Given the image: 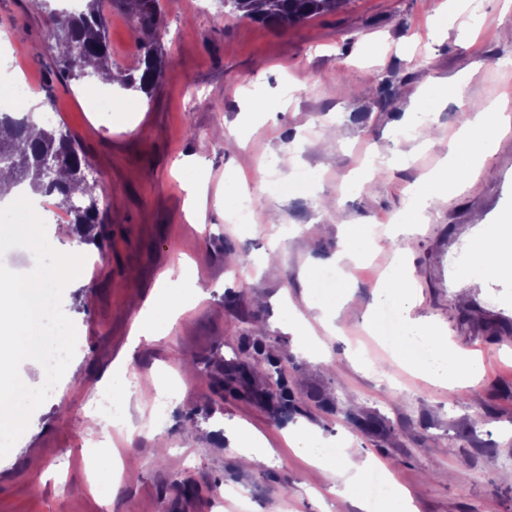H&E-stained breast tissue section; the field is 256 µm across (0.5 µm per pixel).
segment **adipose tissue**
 <instances>
[{"label": "adipose tissue", "instance_id": "1", "mask_svg": "<svg viewBox=\"0 0 512 512\" xmlns=\"http://www.w3.org/2000/svg\"><path fill=\"white\" fill-rule=\"evenodd\" d=\"M503 113V107L497 104L477 113H460L457 141L432 140V147L443 156L448 182L430 188V195H437L445 187H460V148H467L470 163H479L492 147L489 131L502 121ZM6 196L14 211L0 218V252L10 250L17 239H26L29 259L41 267L42 273L24 283L0 276V394L7 402L0 408L1 448L13 447L28 424L26 393L12 380V365L18 360L43 363L45 341L66 340L67 325L54 319L51 301L58 289L83 273L79 259L66 262L56 254L36 215L28 212L25 193L10 187ZM371 240L370 229L361 227L357 239L342 237L333 259L311 267L304 300L322 324L331 325L350 302L351 294L344 286L345 268L362 259L364 247ZM203 295L198 287H177L170 273H163L158 294L143 302L132 323L131 345L167 337L180 312ZM416 301L415 288L401 268H394L375 290L362 324L406 369L451 392L473 386L479 376L477 362L468 352L453 350L438 325L412 317ZM292 439L294 447L327 479L345 472L357 477L358 486L346 487L344 493L359 512H413L409 493L390 480L387 468L378 460L362 455L356 448L324 447L310 427L294 430Z\"/></svg>", "mask_w": 512, "mask_h": 512}]
</instances>
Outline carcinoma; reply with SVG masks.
<instances>
[{
	"mask_svg": "<svg viewBox=\"0 0 512 512\" xmlns=\"http://www.w3.org/2000/svg\"><path fill=\"white\" fill-rule=\"evenodd\" d=\"M343 0H219L224 15L255 23L292 27L333 12ZM35 9L51 15L47 39L59 50L57 65L64 76L90 81L101 76L121 91L149 94L164 75L171 59L159 43L160 0H87L82 10L52 9L50 0H31ZM120 11L134 22L138 58L123 68L112 62L106 8ZM56 159L53 174L45 172L46 158ZM90 164L79 153L64 127L46 122L36 127L31 116L16 118L0 113V174L12 184L29 182L33 193L58 198L57 208L70 216L80 235L90 240L97 217V183H91Z\"/></svg>",
	"mask_w": 512,
	"mask_h": 512,
	"instance_id": "cac0c4a2",
	"label": "carcinoma"
}]
</instances>
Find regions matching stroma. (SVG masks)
Instances as JSON below:
<instances>
[{"label":"stroma","mask_w":512,"mask_h":512,"mask_svg":"<svg viewBox=\"0 0 512 512\" xmlns=\"http://www.w3.org/2000/svg\"><path fill=\"white\" fill-rule=\"evenodd\" d=\"M160 42L172 62L151 95L134 94L133 111L90 110L86 82L60 74L45 37L48 17L29 0H0V35L12 41L21 79L39 99L38 121L63 123L99 183L94 241L81 240L47 198L43 226L61 257L79 255L84 278L59 289L73 351L55 390L41 394L38 364L16 363L14 379L34 400L26 431L0 450V512H358L313 481L306 456L290 447L298 426L324 441H350L383 462L407 490L415 512H512V308L496 304L478 281L453 282L448 263L475 229L512 199V143L505 141L470 173L462 190L433 199L409 234L392 237L411 190L439 162L420 133L452 139L470 102L512 109V7L483 0L480 16L453 0H346L342 8L289 28L220 17L218 0H161ZM112 59L131 65L132 23L107 14ZM434 79L457 80L445 107L419 114L416 102ZM298 94L283 111L254 123L244 112L279 95ZM243 130L245 144L225 151L222 133ZM292 154L320 175L315 189L288 177ZM191 160L207 186L205 225L184 217L188 193L175 161ZM275 162L274 183L259 170ZM249 178L250 205L277 212L278 223L229 224L214 202L225 177ZM366 221L374 246L347 270L352 299L340 335L318 321L323 344L311 362L281 311L305 312V274L333 257L338 219ZM402 248L418 293L415 316L446 329L455 347L497 353L477 386L452 393L407 377L361 326L381 281L376 260ZM280 258L271 278L259 265ZM189 268L205 296L166 338L129 348L144 302L170 268ZM128 354L133 393L117 403L127 424L112 437L119 453L83 463L97 434L96 398L112 386V364ZM176 383L162 415L150 420L161 376ZM249 429L270 464L240 466L237 434ZM40 469H32L31 458ZM466 481H458V473ZM113 475L100 499L94 474Z\"/></svg>","instance_id":"obj_1"}]
</instances>
